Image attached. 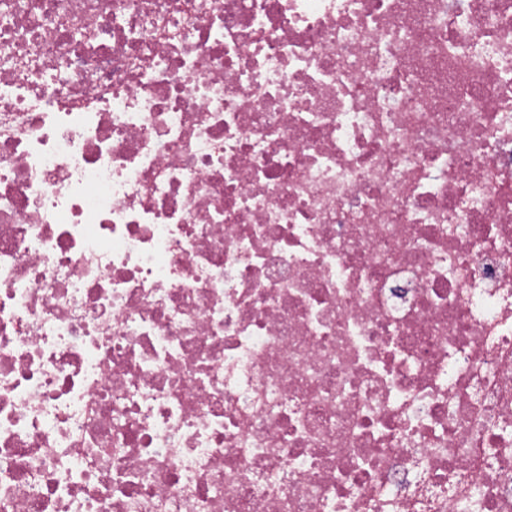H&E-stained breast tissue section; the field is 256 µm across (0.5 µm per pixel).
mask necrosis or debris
Wrapping results in <instances>:
<instances>
[{"mask_svg":"<svg viewBox=\"0 0 512 512\" xmlns=\"http://www.w3.org/2000/svg\"><path fill=\"white\" fill-rule=\"evenodd\" d=\"M0 512H512V0H0Z\"/></svg>","mask_w":512,"mask_h":512,"instance_id":"obj_1","label":"necrosis or debris"}]
</instances>
